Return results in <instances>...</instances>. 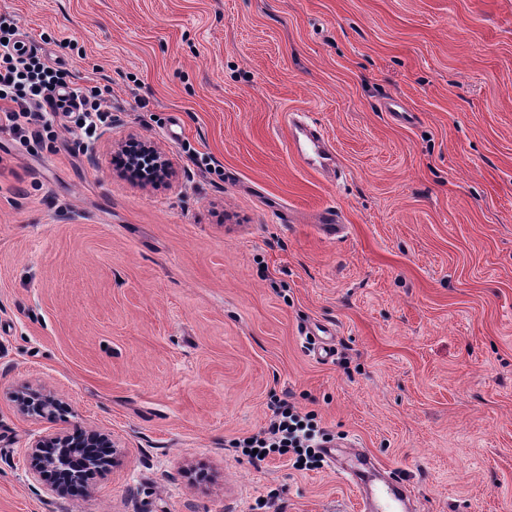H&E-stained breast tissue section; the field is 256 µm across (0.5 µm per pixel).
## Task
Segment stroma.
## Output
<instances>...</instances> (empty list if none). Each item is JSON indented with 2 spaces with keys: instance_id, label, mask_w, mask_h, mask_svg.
<instances>
[{
  "instance_id": "35a3bbf8",
  "label": "stroma",
  "mask_w": 512,
  "mask_h": 512,
  "mask_svg": "<svg viewBox=\"0 0 512 512\" xmlns=\"http://www.w3.org/2000/svg\"><path fill=\"white\" fill-rule=\"evenodd\" d=\"M0 18L112 94L90 148L69 114L0 130V512H364L330 460L234 451L279 398L400 476L414 512H512V0ZM296 111L335 169L292 152ZM132 138L170 176L124 175ZM28 388L54 418L20 411ZM76 429L108 435L110 464L60 495L29 447Z\"/></svg>"
}]
</instances>
